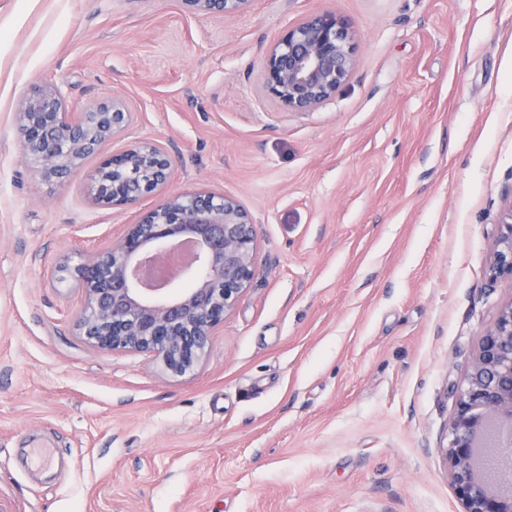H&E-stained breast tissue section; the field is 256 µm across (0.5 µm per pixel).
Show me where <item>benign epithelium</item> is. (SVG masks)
I'll return each instance as SVG.
<instances>
[{"label": "benign epithelium", "instance_id": "7a95c632", "mask_svg": "<svg viewBox=\"0 0 512 512\" xmlns=\"http://www.w3.org/2000/svg\"><path fill=\"white\" fill-rule=\"evenodd\" d=\"M251 0H182L205 19L233 16ZM358 42L350 25L330 13L306 17L278 38L265 58L262 89L291 112H311L352 77ZM134 121L126 100L114 94L69 111L63 88L37 84L18 105L14 123L32 172L62 180L89 155L127 132ZM168 150L134 138L89 175L86 193L100 207L133 206L152 192L158 204L101 249L70 266L83 290L75 326L101 351L128 349L158 360L183 376L202 361L224 318L233 313L258 275L257 237L250 212L234 197L205 190L170 191ZM192 244L178 273L151 279L177 243ZM512 284V188L505 193L499 233L489 265V287ZM455 410L439 452L463 512H512V297L481 332L461 384L451 386Z\"/></svg>", "mask_w": 512, "mask_h": 512}]
</instances>
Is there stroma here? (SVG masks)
I'll list each match as a JSON object with an SVG mask.
<instances>
[{"mask_svg": "<svg viewBox=\"0 0 512 512\" xmlns=\"http://www.w3.org/2000/svg\"><path fill=\"white\" fill-rule=\"evenodd\" d=\"M354 74L311 112L261 87L306 16ZM40 81L120 93L174 190L236 198L259 274L193 373L74 326L79 263L155 202L89 203L88 156L35 176L14 128ZM131 135V136H132ZM512 187V0H0V512H462L437 446L481 331ZM251 0H182L185 11L198 19L208 18L215 12L233 16L244 11Z\"/></svg>", "mask_w": 512, "mask_h": 512, "instance_id": "obj_1", "label": "stroma"}]
</instances>
